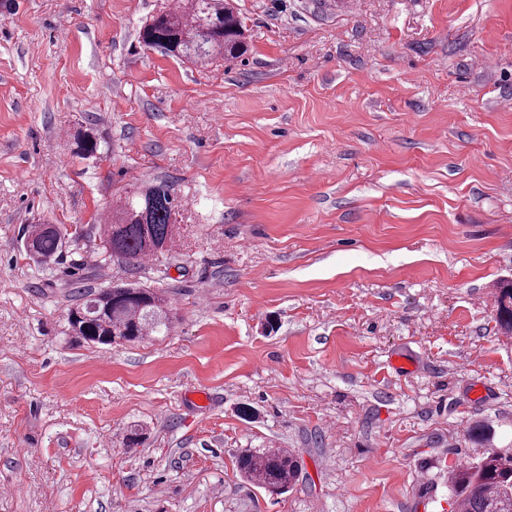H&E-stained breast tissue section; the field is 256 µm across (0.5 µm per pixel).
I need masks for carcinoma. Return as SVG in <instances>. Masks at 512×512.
Returning a JSON list of instances; mask_svg holds the SVG:
<instances>
[{
	"label": "carcinoma",
	"mask_w": 512,
	"mask_h": 512,
	"mask_svg": "<svg viewBox=\"0 0 512 512\" xmlns=\"http://www.w3.org/2000/svg\"><path fill=\"white\" fill-rule=\"evenodd\" d=\"M242 19L226 0H186L180 8L167 5L145 22L140 43L192 64L204 65L221 57L237 59L246 53ZM75 152L96 156L100 140L90 129L72 136ZM180 197L165 181L152 182L119 198L108 210L100 234L106 258L128 265L172 249L180 215ZM26 254L41 263L57 260L66 246L58 224H35L22 230ZM497 319L512 332V287L496 296ZM172 321L155 288L120 286L88 294L67 313V330L87 344L110 346L134 343L155 333L169 332ZM248 481L274 496L298 481L300 460L281 448H249L236 458ZM448 482L456 512H512V453L491 451L479 460L452 470Z\"/></svg>",
	"instance_id": "carcinoma-1"
}]
</instances>
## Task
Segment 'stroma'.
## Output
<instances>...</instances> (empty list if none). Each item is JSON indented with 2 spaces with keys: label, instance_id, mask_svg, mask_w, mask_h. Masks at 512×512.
Wrapping results in <instances>:
<instances>
[{
  "label": "stroma",
  "instance_id": "35a3bbf8",
  "mask_svg": "<svg viewBox=\"0 0 512 512\" xmlns=\"http://www.w3.org/2000/svg\"><path fill=\"white\" fill-rule=\"evenodd\" d=\"M163 2L0 0V512H452L449 472L512 451V0H233L249 51L205 67L139 43ZM147 181L173 250L100 260ZM41 222L70 230L45 270ZM124 284L173 331L75 342ZM245 448L298 484L244 481ZM75 152L83 158L95 157L100 148V140L90 129H77L72 136ZM66 231L59 224H35L22 230L26 254L40 263L56 261L66 246ZM497 303V319L501 327L512 332V287L505 288L503 286L496 296ZM238 471L271 496L286 493L298 481L300 460L281 448H249L236 458Z\"/></svg>",
  "mask_w": 512,
  "mask_h": 512
}]
</instances>
